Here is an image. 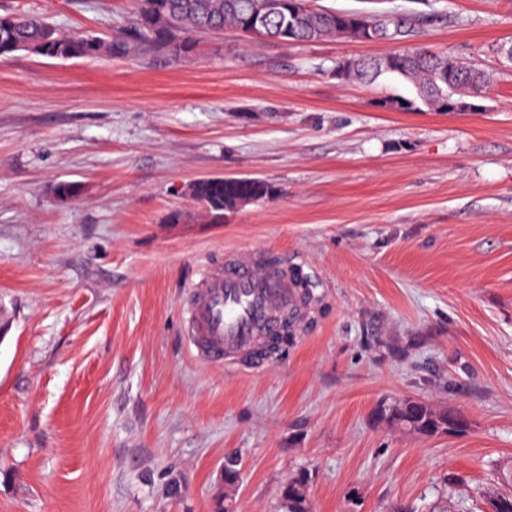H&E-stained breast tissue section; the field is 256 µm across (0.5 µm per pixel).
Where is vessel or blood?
<instances>
[{
	"instance_id": "vessel-or-blood-1",
	"label": "vessel or blood",
	"mask_w": 512,
	"mask_h": 512,
	"mask_svg": "<svg viewBox=\"0 0 512 512\" xmlns=\"http://www.w3.org/2000/svg\"><path fill=\"white\" fill-rule=\"evenodd\" d=\"M302 272L267 255L239 251L223 270L204 272L192 288L186 330L196 356L211 366L255 369L295 327Z\"/></svg>"
}]
</instances>
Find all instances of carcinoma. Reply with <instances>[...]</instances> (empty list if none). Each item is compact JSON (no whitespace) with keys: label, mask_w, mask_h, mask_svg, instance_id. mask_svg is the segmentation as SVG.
Listing matches in <instances>:
<instances>
[{"label":"carcinoma","mask_w":512,"mask_h":512,"mask_svg":"<svg viewBox=\"0 0 512 512\" xmlns=\"http://www.w3.org/2000/svg\"><path fill=\"white\" fill-rule=\"evenodd\" d=\"M265 11L264 0H135L131 20L135 37L106 42L92 35H64L46 19L36 15L0 16V55L26 52L34 56L58 59L93 58L103 54L135 55L144 43L159 51L183 52L194 33L248 30L252 13ZM266 30L284 41H318L325 38L351 40L403 41L414 32L413 22L405 18L366 16L359 20L353 12H329L307 7L306 0H291L267 17ZM336 72L347 78L372 81L394 74L412 81L417 97L439 112H451L449 87L475 97L488 83L486 73L476 67L437 55L422 47L404 48L380 56L347 60L336 65ZM196 198L214 219L238 207L272 194V187L255 178H207L191 186ZM54 197L66 202L78 195V186L61 181L53 188ZM377 421L396 425L414 434L433 436L448 422L457 424L456 432L467 430L465 417L433 404L405 399L383 402L374 412ZM240 479L238 455H227L224 483L234 487ZM310 473L302 469L281 486L278 512H311L307 490Z\"/></svg>","instance_id":"obj_1"}]
</instances>
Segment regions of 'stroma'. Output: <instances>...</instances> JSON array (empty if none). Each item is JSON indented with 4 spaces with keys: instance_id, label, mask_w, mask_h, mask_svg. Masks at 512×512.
<instances>
[{
    "instance_id": "obj_1",
    "label": "stroma",
    "mask_w": 512,
    "mask_h": 512,
    "mask_svg": "<svg viewBox=\"0 0 512 512\" xmlns=\"http://www.w3.org/2000/svg\"><path fill=\"white\" fill-rule=\"evenodd\" d=\"M405 16L406 43L195 35L186 53L0 57V512H275L309 470L311 512H434L448 479L512 458V0H313ZM133 0H0L121 40ZM475 63L474 110L401 77L336 75L403 45ZM272 195L209 217L190 187ZM61 181L79 185L57 201ZM247 249L300 260L299 327L256 371L197 361L203 272ZM461 412L411 435L381 402Z\"/></svg>"
}]
</instances>
